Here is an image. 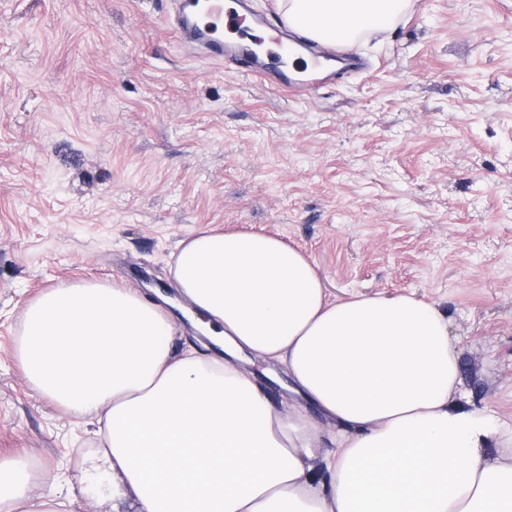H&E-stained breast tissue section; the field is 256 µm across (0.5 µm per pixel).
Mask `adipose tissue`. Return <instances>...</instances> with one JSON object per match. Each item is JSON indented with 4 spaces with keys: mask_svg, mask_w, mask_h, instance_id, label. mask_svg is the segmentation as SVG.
<instances>
[{
    "mask_svg": "<svg viewBox=\"0 0 512 512\" xmlns=\"http://www.w3.org/2000/svg\"><path fill=\"white\" fill-rule=\"evenodd\" d=\"M408 0H280L286 24L333 48L390 26ZM169 272L224 340V357L172 354L159 301L118 286L44 291L24 312L31 387L101 414L100 468L137 512H512V423L465 404L448 320L402 295L330 301L313 262L275 237L201 229ZM283 365L274 410L237 360ZM335 450L317 458L319 419ZM0 463V512H72V495Z\"/></svg>",
    "mask_w": 512,
    "mask_h": 512,
    "instance_id": "ef3b65f1",
    "label": "adipose tissue"
}]
</instances>
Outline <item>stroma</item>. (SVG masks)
Instances as JSON below:
<instances>
[{
	"mask_svg": "<svg viewBox=\"0 0 512 512\" xmlns=\"http://www.w3.org/2000/svg\"><path fill=\"white\" fill-rule=\"evenodd\" d=\"M173 0H0V459L81 491L95 416L34 391L24 310L77 282L178 291L179 240L272 235L330 299L443 311L472 407L512 421V0H410L308 101L190 59ZM273 407L288 376L247 354Z\"/></svg>",
	"mask_w": 512,
	"mask_h": 512,
	"instance_id": "stroma-1",
	"label": "stroma"
}]
</instances>
